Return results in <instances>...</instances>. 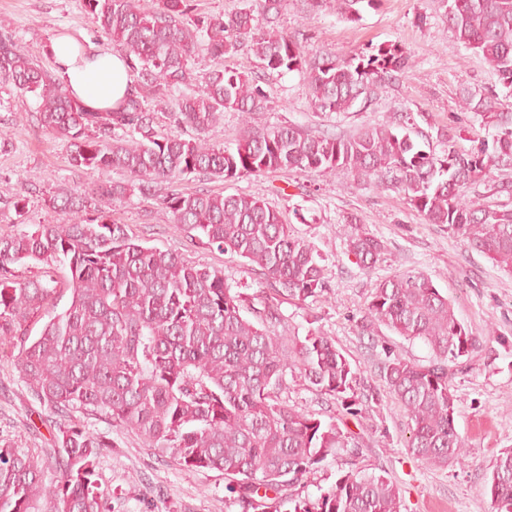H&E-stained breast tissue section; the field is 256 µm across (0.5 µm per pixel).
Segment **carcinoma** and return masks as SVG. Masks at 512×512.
<instances>
[{
    "label": "carcinoma",
    "instance_id": "obj_1",
    "mask_svg": "<svg viewBox=\"0 0 512 512\" xmlns=\"http://www.w3.org/2000/svg\"><path fill=\"white\" fill-rule=\"evenodd\" d=\"M280 0L227 15H193L190 0H85L86 12L112 40V53L133 76L126 96L111 109L90 111L66 83L30 56L15 35L0 28V79L37 100L42 125L65 139L75 168L120 169L130 181L99 185L90 195L51 198L67 215L63 224L0 235V344L18 350L14 364L33 396L54 409L104 413L155 449L172 450L189 469H214L245 512H280L288 491L291 512H402L394 484L382 475L350 471L315 499L295 489L329 455L355 447L336 423L324 422L278 400L272 390L285 374L317 393L334 396L358 415L357 371L320 328L282 336L241 314L240 295L224 276L188 265L175 253L147 247L127 226L88 212L89 198L120 202L134 190L151 194L173 223L207 244L244 259L273 290L263 319L279 320L283 299L304 301L327 287L322 257L284 224L280 212L251 195L180 190L190 174L226 180L277 171L332 174L341 169L357 182L403 194L428 223L466 238L500 269L512 274V209L466 197L473 183L512 196V108L466 84L459 107L496 130L468 150L448 135L441 154L418 148L410 136L411 112L354 133H314L299 126L255 129L251 119L268 95L244 74L224 67V57L251 52L270 73L297 72L306 80L317 112H348L376 97L385 78L410 69L396 47H369L356 57L312 53L277 30ZM381 0H310L357 23ZM457 42L480 55L512 87V0H440ZM204 50L215 61L198 72L190 59ZM190 95L173 99L183 88ZM174 111L194 135L160 133L151 114ZM238 113L247 127L229 149L209 142L206 130ZM381 240L360 227L347 252L371 271L382 260ZM34 261L41 275L18 282L12 266ZM68 269L71 298L49 316L40 335L28 325L57 295L55 268ZM383 323L433 355L424 366L388 350L379 377L410 421L409 452L434 468L465 465L470 451L457 431L454 368L476 339L457 318L447 296L422 272L404 270L375 285L361 328ZM56 479L47 483L39 463L0 447V512H102L96 461L108 447L73 423L59 428ZM491 512H512V448L499 452L484 487Z\"/></svg>",
    "mask_w": 512,
    "mask_h": 512
}]
</instances>
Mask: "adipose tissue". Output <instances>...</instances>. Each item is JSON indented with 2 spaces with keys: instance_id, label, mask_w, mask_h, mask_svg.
Returning <instances> with one entry per match:
<instances>
[{
  "instance_id": "ef3b65f1",
  "label": "adipose tissue",
  "mask_w": 512,
  "mask_h": 512,
  "mask_svg": "<svg viewBox=\"0 0 512 512\" xmlns=\"http://www.w3.org/2000/svg\"><path fill=\"white\" fill-rule=\"evenodd\" d=\"M49 50L73 97L86 108L108 109L126 95L131 78L118 55L84 48L69 36L53 39Z\"/></svg>"
}]
</instances>
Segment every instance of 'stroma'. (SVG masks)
Returning a JSON list of instances; mask_svg holds the SVG:
<instances>
[{
  "label": "stroma",
  "instance_id": "obj_1",
  "mask_svg": "<svg viewBox=\"0 0 512 512\" xmlns=\"http://www.w3.org/2000/svg\"><path fill=\"white\" fill-rule=\"evenodd\" d=\"M0 26L13 30L21 46L40 59L47 43L61 35L73 36L88 47L112 46L92 23L84 0H0ZM278 29L313 52L354 56L371 45L397 44L408 52L411 68L405 76L386 81L376 99L347 112L322 113L313 109L308 86L298 73H264L253 55L239 52L225 64L255 79L267 92L268 107L255 117L261 127L298 124L317 133L350 132L403 110L420 117V147L437 152L449 128L469 127L475 138L492 133L479 117L460 111V83L501 98L508 93L482 57L455 40L439 0H382L379 9L367 11L356 23L333 12L309 16L302 12L300 0H285ZM0 129L7 133L0 142V234L14 233L22 223L30 228L64 223L65 214L50 202L61 191L81 193L128 179L118 169L72 167L67 141L43 127L36 101L17 96L5 81H0ZM181 186L263 200L280 211L291 232L323 258L326 290L303 302L281 301V321L275 329L302 334L309 325L320 327L357 368L359 389L369 401L353 416L336 398L285 377L276 390L280 400L322 421L336 422L357 441L356 447L328 457L309 473L299 494L317 497L342 474L362 468L399 488L404 512H490L482 488L495 455L512 448V275L462 237L428 223L398 192L357 184L343 173L323 177L272 173L226 181L197 173ZM17 200L24 206L20 215L13 207ZM105 214L109 221L127 225L142 244L223 273L225 282L241 296L244 316L258 320L271 295L264 279L239 257L212 248L196 233L173 224L155 198L135 192L106 208ZM352 217L386 247L372 271H363L347 253V221ZM403 269L428 275L448 295L458 319L479 339L478 348L452 379L459 400L456 426L471 450L463 466L436 469L410 454L409 419L375 371L376 362L389 350L429 364L428 347L381 323L368 334L360 328L375 284ZM70 417L109 444L96 467V480L105 494L104 512H243L227 491L223 473L185 470L105 414L76 409ZM59 423L55 409L31 395L10 352L0 353V446L19 447L44 465L46 479H54L56 472L49 463Z\"/></svg>",
  "mask_w": 512,
  "mask_h": 512
}]
</instances>
